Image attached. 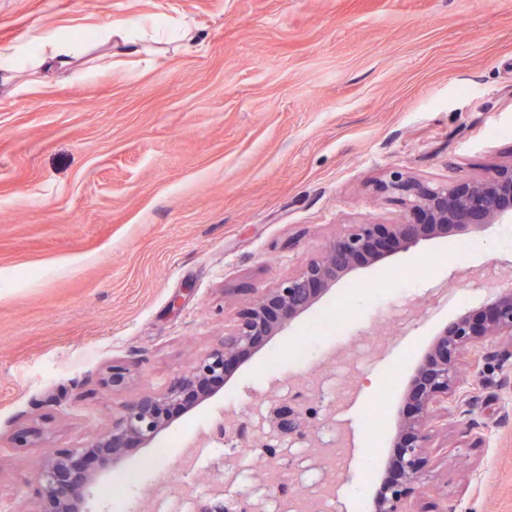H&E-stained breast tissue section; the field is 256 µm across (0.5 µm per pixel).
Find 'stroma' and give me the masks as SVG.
<instances>
[{"mask_svg":"<svg viewBox=\"0 0 512 512\" xmlns=\"http://www.w3.org/2000/svg\"><path fill=\"white\" fill-rule=\"evenodd\" d=\"M128 19L146 53L83 37ZM179 21L198 45L155 36ZM47 34L77 50L43 78L32 62ZM2 47L24 57L0 87V512H39L44 450L84 446L129 393L188 370L252 289L296 273L343 225L399 219L377 181L512 162V0H0ZM471 242L431 239L358 269L129 450L110 483L135 512H155L184 488L177 441L195 446L289 375L320 377L371 328L363 384L340 398L345 482L363 491L340 506L369 512L412 369L440 325L480 314L491 290L469 273L512 259V223ZM339 305L344 335L308 336ZM307 337L314 362L270 368ZM115 366L127 385L112 390ZM459 371L477 435L449 429L429 492L457 512H512V358L474 368L464 356ZM32 427L43 448L11 443ZM160 454L164 477L149 467Z\"/></svg>","mask_w":512,"mask_h":512,"instance_id":"35a3bbf8","label":"stroma"}]
</instances>
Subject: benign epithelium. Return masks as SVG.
I'll return each instance as SVG.
<instances>
[{"label": "benign epithelium", "mask_w": 512, "mask_h": 512, "mask_svg": "<svg viewBox=\"0 0 512 512\" xmlns=\"http://www.w3.org/2000/svg\"><path fill=\"white\" fill-rule=\"evenodd\" d=\"M374 190L399 201L405 213L393 224H347L328 241L320 253L273 288H254L239 311L235 324L224 331L197 359L193 368L173 378L162 390L142 392L124 401L111 424L84 446L44 456L35 472L43 500L41 512H92L96 486L134 447H147L171 425L169 411L186 409L211 397L214 384L230 375L234 366L269 336L290 329L293 323L330 288L357 269L374 265L398 253L409 252L420 242L450 233L470 234L496 224L512 222V163L499 165L481 178L431 183L395 171L378 182ZM494 350L488 357H512V284L499 288L475 319L454 317L436 333L427 353L417 364L405 393L411 412L397 423L394 447L399 478L385 482L372 502V512H456V504H427L424 476L440 462L438 452L447 447L448 417L462 437L472 435L476 424L470 418L468 400L461 390L458 357L466 352ZM281 386L268 391V420L281 436L303 444L299 457L280 449L276 456L260 459L258 467L274 462L288 474V486L301 487L307 468L323 466L329 447L322 429L336 432L335 396L323 382L306 384L299 400H286ZM338 433V432H336ZM213 435L219 444L231 447L263 446L266 435L247 431L243 425L219 419ZM346 441V431L338 433ZM92 452L103 468L88 469L83 460ZM281 488L259 486L236 497V512H270L283 499ZM195 512H228L224 490L195 497Z\"/></svg>", "instance_id": "benign-epithelium-1"}]
</instances>
